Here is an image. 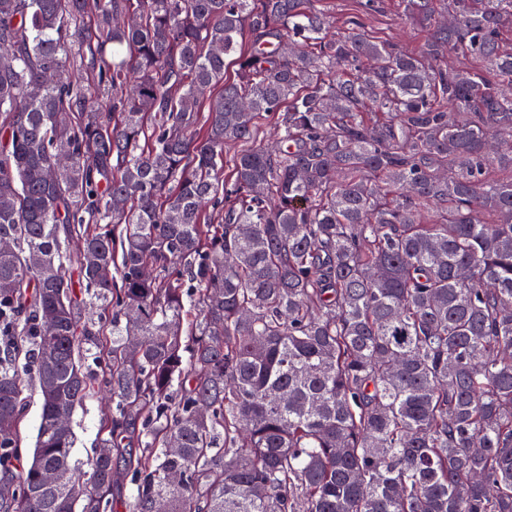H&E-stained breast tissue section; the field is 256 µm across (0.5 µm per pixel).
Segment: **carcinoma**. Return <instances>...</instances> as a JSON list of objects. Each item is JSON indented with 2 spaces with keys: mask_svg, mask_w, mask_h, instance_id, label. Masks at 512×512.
Masks as SVG:
<instances>
[{
  "mask_svg": "<svg viewBox=\"0 0 512 512\" xmlns=\"http://www.w3.org/2000/svg\"><path fill=\"white\" fill-rule=\"evenodd\" d=\"M319 2L0 0V512H107L116 458L129 512H512V0H399L416 52ZM26 406L21 424L22 448L24 460H31L34 451L37 429L40 424V399L31 384L25 383ZM97 393L87 399L84 404L74 412L70 425L73 433L72 460L79 464L86 477L91 471L90 464L95 458L100 438L102 419L112 414L115 403L112 396L99 383Z\"/></svg>",
  "mask_w": 512,
  "mask_h": 512,
  "instance_id": "1",
  "label": "carcinoma"
}]
</instances>
